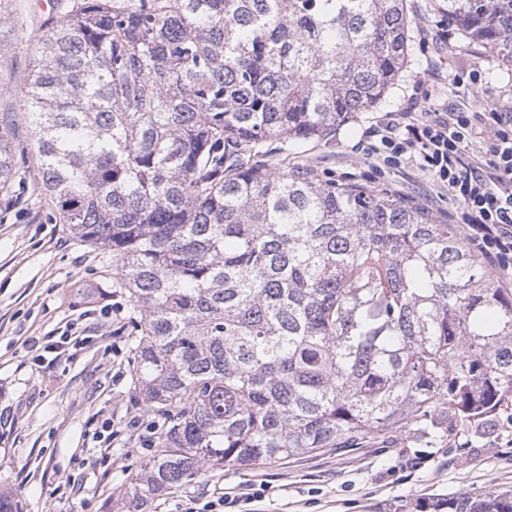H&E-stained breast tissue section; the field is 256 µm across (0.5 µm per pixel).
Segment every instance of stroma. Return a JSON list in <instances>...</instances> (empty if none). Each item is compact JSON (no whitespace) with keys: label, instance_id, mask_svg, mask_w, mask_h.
Listing matches in <instances>:
<instances>
[{"label":"stroma","instance_id":"1","mask_svg":"<svg viewBox=\"0 0 512 512\" xmlns=\"http://www.w3.org/2000/svg\"><path fill=\"white\" fill-rule=\"evenodd\" d=\"M406 5L410 57L383 99L331 138L278 143L267 158L393 196L444 223L460 213V201L417 166L376 158L370 132L403 113L423 121L445 107L483 128L487 113H512V65L467 44L436 0ZM70 6L9 0L0 31V121L12 129L18 163L10 193H0V493L18 497L23 512H128L118 488L138 471L161 425L131 376L139 314L115 281L111 253L75 238L42 193L21 106L37 40ZM442 28L447 42H432ZM67 329L77 345L34 363L28 339ZM246 488L259 494L247 512H409L432 495L512 489V427L482 437L399 431L358 448L208 472L156 496L145 512H202Z\"/></svg>","mask_w":512,"mask_h":512}]
</instances>
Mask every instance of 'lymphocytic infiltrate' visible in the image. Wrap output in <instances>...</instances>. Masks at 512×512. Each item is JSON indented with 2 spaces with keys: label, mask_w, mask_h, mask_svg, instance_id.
Here are the masks:
<instances>
[{
  "label": "lymphocytic infiltrate",
  "mask_w": 512,
  "mask_h": 512,
  "mask_svg": "<svg viewBox=\"0 0 512 512\" xmlns=\"http://www.w3.org/2000/svg\"><path fill=\"white\" fill-rule=\"evenodd\" d=\"M386 161H406L458 198L468 247L501 271L512 270V113L493 112L474 131L467 113L388 124L376 148Z\"/></svg>",
  "instance_id": "f902f5d3"
}]
</instances>
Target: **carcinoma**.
<instances>
[{"mask_svg":"<svg viewBox=\"0 0 512 512\" xmlns=\"http://www.w3.org/2000/svg\"><path fill=\"white\" fill-rule=\"evenodd\" d=\"M438 2L512 63V0ZM408 27L406 0H79L40 39L22 106L42 185L112 252L163 419L131 512L208 470L512 422V294L478 255L414 206L264 160L379 102ZM16 165L0 125V193ZM414 509L512 512V490Z\"/></svg>","mask_w":512,"mask_h":512,"instance_id":"cac0c4a2","label":"carcinoma"}]
</instances>
